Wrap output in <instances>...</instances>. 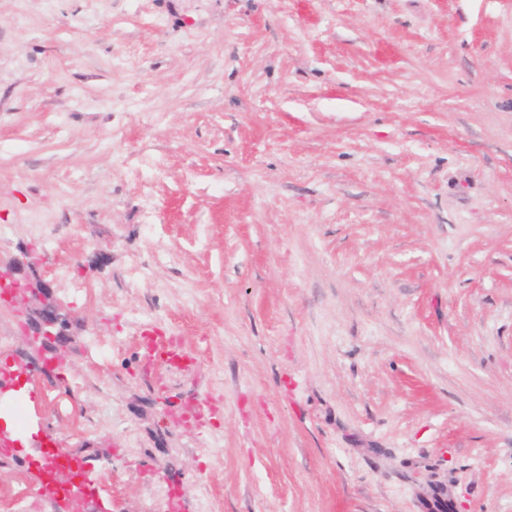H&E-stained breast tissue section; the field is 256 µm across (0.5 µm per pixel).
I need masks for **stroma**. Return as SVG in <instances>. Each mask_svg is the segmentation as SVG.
Here are the masks:
<instances>
[{"label": "stroma", "instance_id": "35a3bbf8", "mask_svg": "<svg viewBox=\"0 0 512 512\" xmlns=\"http://www.w3.org/2000/svg\"><path fill=\"white\" fill-rule=\"evenodd\" d=\"M17 262L74 340L15 417L99 512H512V0H0ZM137 346L145 361L146 371L155 366L167 369L187 370L196 365V357L181 341L158 326L144 328L137 336Z\"/></svg>", "mask_w": 512, "mask_h": 512}]
</instances>
